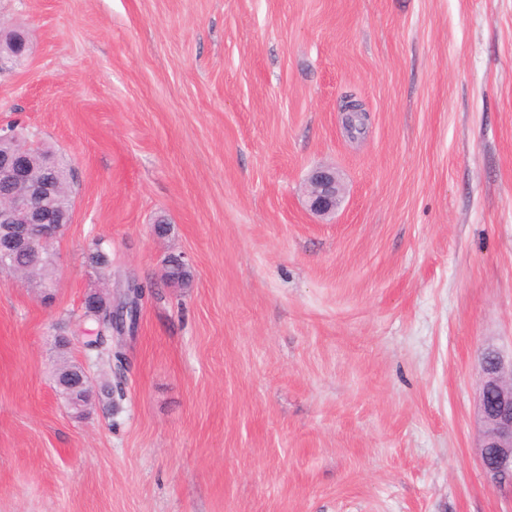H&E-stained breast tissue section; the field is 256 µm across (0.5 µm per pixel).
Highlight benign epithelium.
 Listing matches in <instances>:
<instances>
[{
	"instance_id": "7a95c632",
	"label": "benign epithelium",
	"mask_w": 512,
	"mask_h": 512,
	"mask_svg": "<svg viewBox=\"0 0 512 512\" xmlns=\"http://www.w3.org/2000/svg\"><path fill=\"white\" fill-rule=\"evenodd\" d=\"M14 60L22 61L29 51L28 37L10 33ZM11 146L0 150V267L19 253H33L53 245L66 225L72 223L74 201L59 203L56 176L59 158L41 157V174H34L36 145L20 141L11 133L1 134ZM309 208L317 215L332 213L340 205L343 187L330 167H319L308 179ZM480 384L477 415L482 426L480 465L494 481L512 479V357L486 347L478 355Z\"/></svg>"
}]
</instances>
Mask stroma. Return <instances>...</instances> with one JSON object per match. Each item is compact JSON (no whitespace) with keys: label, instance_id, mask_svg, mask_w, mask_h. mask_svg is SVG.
Wrapping results in <instances>:
<instances>
[{"label":"stroma","instance_id":"obj_1","mask_svg":"<svg viewBox=\"0 0 512 512\" xmlns=\"http://www.w3.org/2000/svg\"><path fill=\"white\" fill-rule=\"evenodd\" d=\"M0 25L31 39L0 126L75 189L52 299L0 273V512H512L475 418L478 350L512 352V0H0ZM131 278L125 367L91 364L121 409L74 417L53 339ZM307 195L309 208L317 215L332 213L340 205L343 187L330 167H319L312 171L308 179Z\"/></svg>","mask_w":512,"mask_h":512}]
</instances>
